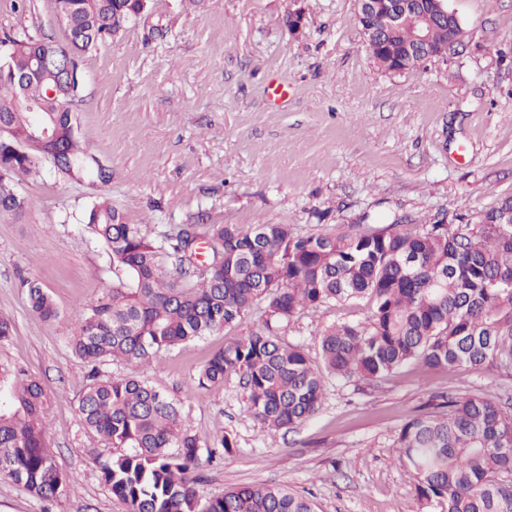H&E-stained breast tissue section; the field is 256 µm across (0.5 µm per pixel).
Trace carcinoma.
<instances>
[{
  "label": "carcinoma",
  "mask_w": 512,
  "mask_h": 512,
  "mask_svg": "<svg viewBox=\"0 0 512 512\" xmlns=\"http://www.w3.org/2000/svg\"><path fill=\"white\" fill-rule=\"evenodd\" d=\"M411 14L428 16L429 53L448 54V37L464 40L461 23L445 21L432 0H410ZM142 0H52L65 18L63 44L75 59L140 18ZM412 27L372 36L366 46L386 71L398 67L385 51L411 43ZM13 45L11 69L29 70L33 55L49 42L27 34L6 35ZM51 74L20 87L0 73V211L28 202L16 181L48 162L71 179L61 159L95 155L81 144L77 113L62 104L79 101L80 66L70 86L55 97ZM43 104L24 108V98ZM56 134L44 150L20 154L36 120ZM505 198L479 223L420 224L415 230L362 228L301 235L290 224H182L149 237L128 224L107 198L87 208L82 224L122 272L88 305L70 337L72 350L91 366L78 411L84 427L119 449L100 463L112 494L128 512H316L315 504L286 485L247 484L201 502L192 470L201 448L232 452L223 435L208 443L184 425L178 403L146 380L112 376L114 362L146 363L172 348L199 340L265 311L263 323L215 353L201 368L200 387L224 386L242 376L247 411L261 424L294 430L318 413L330 378L375 381L418 361L435 370L479 369L512 377V223H502ZM211 241L207 268L189 259L200 229ZM31 308L45 320L58 317L50 293L29 281ZM365 298L371 315L339 322L317 336L319 357L280 331L298 315L329 303ZM0 476L42 500L67 495L66 475L45 439L49 401L40 381L0 367ZM438 414L405 422L397 436L400 458L420 502L438 512H512V407L465 393L448 397Z\"/></svg>",
  "instance_id": "1"
}]
</instances>
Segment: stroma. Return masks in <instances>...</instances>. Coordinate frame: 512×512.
Here are the masks:
<instances>
[{
	"instance_id": "obj_1",
	"label": "stroma",
	"mask_w": 512,
	"mask_h": 512,
	"mask_svg": "<svg viewBox=\"0 0 512 512\" xmlns=\"http://www.w3.org/2000/svg\"><path fill=\"white\" fill-rule=\"evenodd\" d=\"M0 0V35L63 41L50 0L25 13ZM465 30L456 51L392 74L366 49L355 0H150L151 12L80 62L79 133L112 168L109 184L64 180L50 166L17 190L27 209L0 211V315L14 333L0 365L36 377L49 399L46 442L69 482L45 503L0 477V512H127L101 479L112 450L81 422L88 371L69 344L83 308L114 278L112 259L81 215L109 198L130 224H290L316 234L338 225L411 229L444 220L476 224L512 197V0H448ZM302 10L300 31L290 12ZM288 95L271 99V85ZM47 288L60 316L29 304L26 283ZM367 301L306 311L284 337L317 357L326 326L362 321ZM183 344L147 364L112 366L177 399L200 439L224 434L229 455L201 462V498L254 483L291 486L318 512H423L396 437L433 397L469 392L497 403L512 379L410 363L374 385L329 380L316 416L271 430L246 409L230 375L198 386L213 354L261 323Z\"/></svg>"
}]
</instances>
